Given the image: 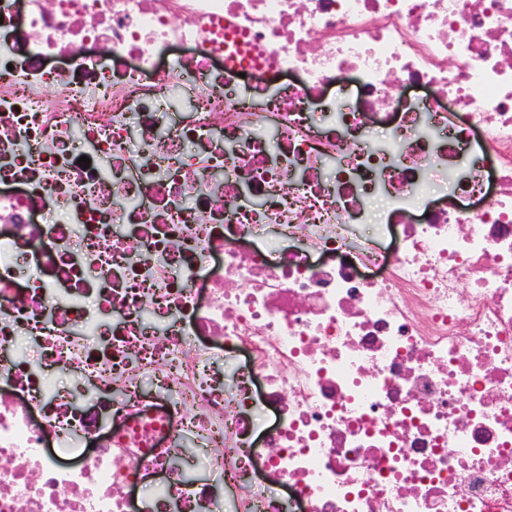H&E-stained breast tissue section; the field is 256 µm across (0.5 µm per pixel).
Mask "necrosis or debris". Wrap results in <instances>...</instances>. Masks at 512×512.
Listing matches in <instances>:
<instances>
[{
	"label": "necrosis or debris",
	"mask_w": 512,
	"mask_h": 512,
	"mask_svg": "<svg viewBox=\"0 0 512 512\" xmlns=\"http://www.w3.org/2000/svg\"><path fill=\"white\" fill-rule=\"evenodd\" d=\"M0 512H512V0H0Z\"/></svg>",
	"instance_id": "obj_1"
}]
</instances>
